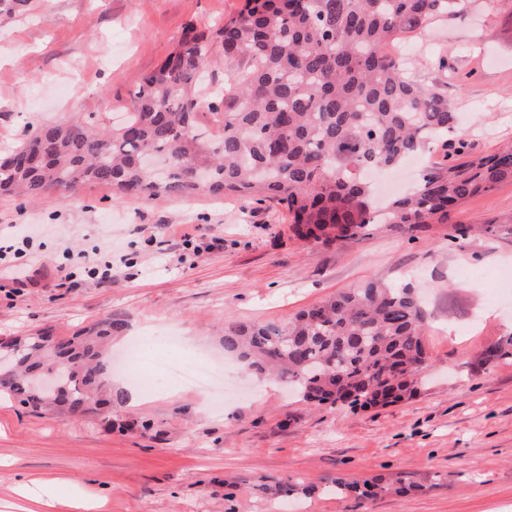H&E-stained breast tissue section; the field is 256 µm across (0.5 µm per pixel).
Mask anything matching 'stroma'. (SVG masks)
<instances>
[{
  "label": "stroma",
  "instance_id": "stroma-1",
  "mask_svg": "<svg viewBox=\"0 0 512 512\" xmlns=\"http://www.w3.org/2000/svg\"><path fill=\"white\" fill-rule=\"evenodd\" d=\"M244 0H40L0 25V153L23 132L77 112L108 122L186 31L206 32ZM404 51L437 85L473 155L512 144V0H474ZM512 214V183L467 200L447 223L378 231L323 247L288 230L273 202L199 194L113 200L103 184L76 195L0 196V235L33 248L0 266V340L65 336L105 311L112 376L143 401L83 415L37 414L0 397V512H512V359L485 352L512 334V238H448L452 224ZM155 225L154 240L138 233ZM110 251L111 286L84 274L56 284L63 251ZM413 275L431 314L428 367L414 394L351 411L312 407L285 384L246 372L224 351L232 323H284L366 281ZM31 284L15 287L14 278ZM177 331L179 350L160 336ZM225 362L238 398L212 412L201 388L172 382L164 359ZM414 482L398 497L327 493L339 478ZM64 493L36 505L48 479ZM288 479L306 494L283 501L260 483Z\"/></svg>",
  "mask_w": 512,
  "mask_h": 512
}]
</instances>
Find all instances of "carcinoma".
I'll use <instances>...</instances> for the list:
<instances>
[{"label": "carcinoma", "instance_id": "1", "mask_svg": "<svg viewBox=\"0 0 512 512\" xmlns=\"http://www.w3.org/2000/svg\"><path fill=\"white\" fill-rule=\"evenodd\" d=\"M37 0H0V21ZM470 0H245L208 32H189L145 75L132 110L112 126L75 116L27 130L0 157V194L71 192L97 183L117 201L200 192L283 206L294 235L330 245L384 227L411 233L446 224L467 199L512 182V147L431 166L412 192L376 218L370 168L392 169L452 130L455 113L437 86L409 73L399 45L463 14ZM224 68L219 82L215 69ZM512 236V215L454 224L448 237ZM428 315L406 284H366L308 307L284 324H230L224 350L244 368L272 373L314 405L371 408L413 392L426 362ZM122 329L107 314L70 336H19L0 345V391L42 411L91 412L112 404L100 360ZM512 358V336L486 361ZM57 372L62 398L35 377ZM265 493L287 499L279 482ZM334 490L370 498L406 487L340 479Z\"/></svg>", "mask_w": 512, "mask_h": 512}]
</instances>
